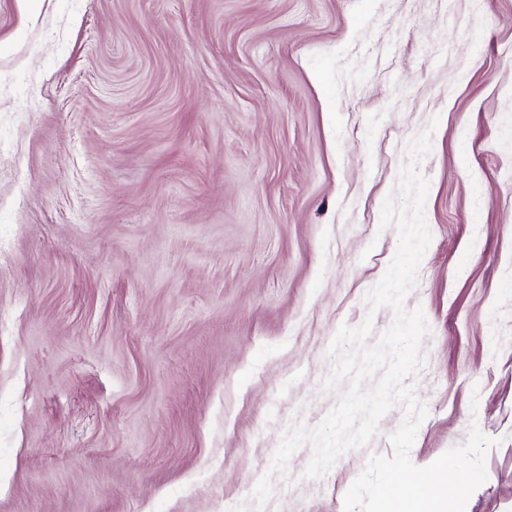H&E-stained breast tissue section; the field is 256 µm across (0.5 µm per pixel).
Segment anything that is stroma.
<instances>
[{"label": "stroma", "instance_id": "obj_1", "mask_svg": "<svg viewBox=\"0 0 512 512\" xmlns=\"http://www.w3.org/2000/svg\"><path fill=\"white\" fill-rule=\"evenodd\" d=\"M431 242L411 461L494 439L467 512H512V0H0V512H254L313 428L341 326ZM404 418L263 512H343Z\"/></svg>", "mask_w": 512, "mask_h": 512}]
</instances>
